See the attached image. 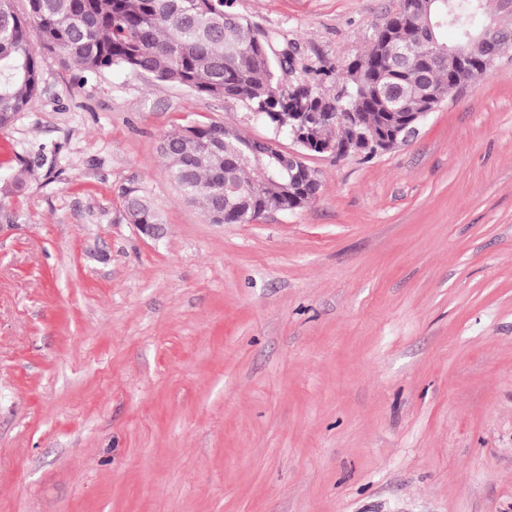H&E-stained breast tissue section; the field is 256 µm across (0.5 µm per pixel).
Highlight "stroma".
<instances>
[{
	"label": "stroma",
	"instance_id": "stroma-1",
	"mask_svg": "<svg viewBox=\"0 0 512 512\" xmlns=\"http://www.w3.org/2000/svg\"><path fill=\"white\" fill-rule=\"evenodd\" d=\"M399 0H235L327 95ZM0 129V512H512V49L407 142L214 224L158 138L242 103L39 57ZM147 194L161 237L128 223ZM126 217L130 224H138L145 231L156 237L155 226L164 224L159 210L140 190L126 188L121 191Z\"/></svg>",
	"mask_w": 512,
	"mask_h": 512
}]
</instances>
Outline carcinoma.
Wrapping results in <instances>:
<instances>
[{"instance_id": "carcinoma-1", "label": "carcinoma", "mask_w": 512, "mask_h": 512, "mask_svg": "<svg viewBox=\"0 0 512 512\" xmlns=\"http://www.w3.org/2000/svg\"><path fill=\"white\" fill-rule=\"evenodd\" d=\"M18 15L13 0H0V127L30 107L39 91L38 56L55 53L98 74L124 69L148 74L203 97L245 104L270 125L290 112L361 115L364 127L381 131L408 112H421L448 97L459 69L452 57L437 60L421 34L435 26L438 41L453 29L458 40L481 18L512 37V9L495 0H400L383 27L386 37L370 46L368 70L348 77L349 90L334 96L316 82L287 84L288 52L273 59L270 37L233 10L234 0H28ZM352 131L326 122L311 133L317 143L340 144ZM158 152L178 194L199 204L214 224H248L266 211H289L312 198L316 171L294 178L275 159L222 123H197L163 135ZM131 224H161L159 210L141 191H121Z\"/></svg>"}]
</instances>
